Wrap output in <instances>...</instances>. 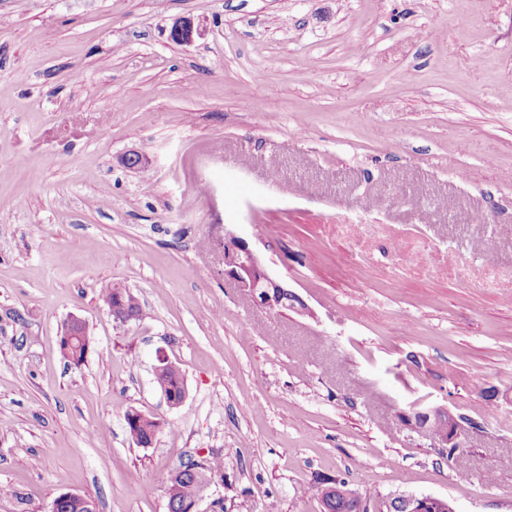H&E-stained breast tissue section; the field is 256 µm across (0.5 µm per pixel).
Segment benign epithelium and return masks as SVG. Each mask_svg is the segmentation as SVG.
I'll use <instances>...</instances> for the list:
<instances>
[{
    "label": "benign epithelium",
    "mask_w": 512,
    "mask_h": 512,
    "mask_svg": "<svg viewBox=\"0 0 512 512\" xmlns=\"http://www.w3.org/2000/svg\"><path fill=\"white\" fill-rule=\"evenodd\" d=\"M203 35V28L191 19L176 23L170 32L172 40L182 44H191L195 38ZM224 276L258 309L310 314L308 306L270 274L249 244L229 231L224 233ZM128 415L137 424L142 421L153 423L149 442H154L162 429L160 419L138 410H132ZM410 425L425 432L441 448L464 447L466 430L446 407L436 406L419 411L417 418L410 419ZM214 484L213 480H205L194 496L183 501V512H198L200 503ZM356 512H454V509L444 498L391 494L381 499L358 497Z\"/></svg>",
    "instance_id": "benign-epithelium-1"
}]
</instances>
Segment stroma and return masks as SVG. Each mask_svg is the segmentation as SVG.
<instances>
[{
  "label": "stroma",
  "mask_w": 512,
  "mask_h": 512,
  "mask_svg": "<svg viewBox=\"0 0 512 512\" xmlns=\"http://www.w3.org/2000/svg\"><path fill=\"white\" fill-rule=\"evenodd\" d=\"M228 231L309 314L225 279ZM433 406L465 466L404 423ZM187 457L224 512H320L324 477L512 512V0H0V512H166ZM203 35V28L200 24L195 26L191 19H184L176 23L170 32L172 40L182 44H191L195 41L196 37L200 38ZM113 289L119 298L125 296L126 294H128V292H130L128 289L119 286L107 288L103 292L102 300L104 304L107 306L108 310H110L112 306H115L114 308H112V312H110L112 314L113 319L116 322L120 323H127L129 321H132L134 317H137L138 320L142 319L144 311L137 297L133 293H131L128 294L124 299V303L128 311L130 312V314H132L130 315L126 312L124 308L117 306L119 305V302L115 299L112 293ZM154 382L162 393L164 391L168 392L170 390L176 389L178 383L177 379H175L173 375L165 373L161 375L154 374ZM163 396L170 407H179L184 403L187 397L186 385L181 386V390L178 394L176 392L170 393L169 395L163 393ZM128 415H129V419L134 421L135 423H140V422H152L153 423V426H152V432L149 433V443L143 445V444H135L139 447H149L153 444V442L155 441L156 439V436L158 435V433L161 431L162 429V422L160 421V419H158L157 417H155L154 415L152 414H147V413H144V412H141V411H138V410H132L130 412H128ZM146 423L145 426H137L135 427L133 424H129L126 422V418H125V428H126V433L129 437V439L132 441V443H135L136 441H140L142 439H146L148 441V435H147V431H146V426H149L150 423ZM201 461L194 459H188L185 462L174 468L168 478L167 485V512L169 505L172 506L173 501L176 498H181L184 490L195 487L198 481L201 479L200 471L203 472L208 478L211 479H222L224 478V461L220 457H213L206 460V463L202 465ZM214 480L206 479L201 485L200 489L191 498L184 500L182 504L183 512H198L200 503L205 499L208 490L212 485L215 484Z\"/></svg>",
  "instance_id": "35a3bbf8"
}]
</instances>
